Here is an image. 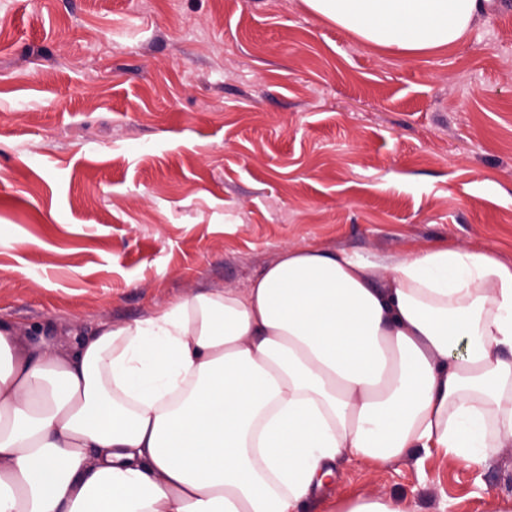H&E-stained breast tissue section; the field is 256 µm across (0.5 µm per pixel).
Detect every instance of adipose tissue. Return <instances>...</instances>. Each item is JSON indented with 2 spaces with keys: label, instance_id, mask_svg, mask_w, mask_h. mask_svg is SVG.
<instances>
[{
  "label": "adipose tissue",
  "instance_id": "adipose-tissue-1",
  "mask_svg": "<svg viewBox=\"0 0 512 512\" xmlns=\"http://www.w3.org/2000/svg\"><path fill=\"white\" fill-rule=\"evenodd\" d=\"M408 55L493 0H304ZM0 320V512H300L338 457L512 443V265L438 245L390 262L288 248L211 290L77 337Z\"/></svg>",
  "mask_w": 512,
  "mask_h": 512
}]
</instances>
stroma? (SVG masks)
Listing matches in <instances>:
<instances>
[{"mask_svg":"<svg viewBox=\"0 0 512 512\" xmlns=\"http://www.w3.org/2000/svg\"><path fill=\"white\" fill-rule=\"evenodd\" d=\"M451 244L512 264V0L400 57L303 0H0V319L52 345L283 248L390 261ZM512 502V446L344 455L303 512ZM336 512H408L405 507L394 501L384 499L357 500L347 503Z\"/></svg>","mask_w":512,"mask_h":512,"instance_id":"1","label":"stroma"}]
</instances>
